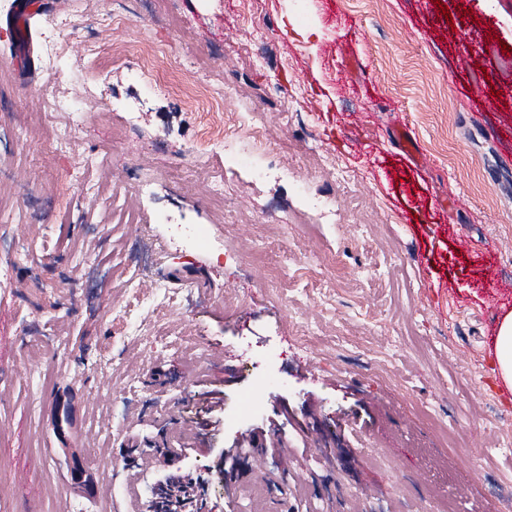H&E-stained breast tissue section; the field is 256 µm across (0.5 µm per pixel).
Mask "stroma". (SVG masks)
<instances>
[{
	"instance_id": "35a3bbf8",
	"label": "stroma",
	"mask_w": 512,
	"mask_h": 512,
	"mask_svg": "<svg viewBox=\"0 0 512 512\" xmlns=\"http://www.w3.org/2000/svg\"><path fill=\"white\" fill-rule=\"evenodd\" d=\"M41 2L21 70L16 0H0V68L18 71L0 82L17 130L0 196L33 241L18 261L0 249V512H69L43 413L57 396L81 401L105 453L112 500L88 512H140L167 473L135 450L191 435L209 391L223 428L181 458L200 512H502L512 394L485 269L512 281V0ZM51 19L105 47L96 72L77 45L61 64L91 87L77 112L50 107L72 92L43 59ZM158 71L191 106L155 89ZM63 122L73 140L51 151ZM225 129L234 162L207 145ZM175 271L198 283L187 299ZM161 288L163 341L145 324ZM283 422L306 454L265 459L279 481L227 499L225 449Z\"/></svg>"
}]
</instances>
